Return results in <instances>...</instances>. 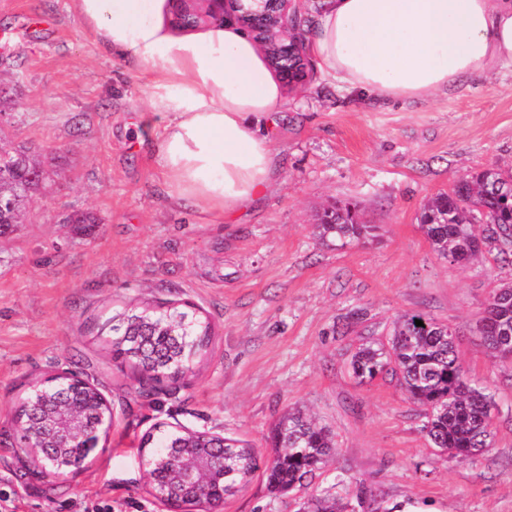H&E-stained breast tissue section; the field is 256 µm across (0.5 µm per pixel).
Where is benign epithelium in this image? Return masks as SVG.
<instances>
[{"mask_svg":"<svg viewBox=\"0 0 512 512\" xmlns=\"http://www.w3.org/2000/svg\"><path fill=\"white\" fill-rule=\"evenodd\" d=\"M235 17L254 21L258 45L271 69L290 85L306 80L307 60L300 11L296 0H227ZM163 338L187 352L185 319L160 320ZM134 345L138 355L146 342L121 334L112 339L115 349ZM186 373L181 355L155 366L153 374L179 379ZM14 429L28 455V472L35 475L78 473L94 462L100 435L114 421V408L99 384L69 369H58L29 385L14 409ZM174 432L187 441L163 453L144 457L145 474L152 494L168 512H221L224 506V448H194L192 440L204 435L224 440L219 433H201L185 427Z\"/></svg>","mask_w":512,"mask_h":512,"instance_id":"1","label":"benign epithelium"}]
</instances>
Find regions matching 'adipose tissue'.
<instances>
[{
	"label": "adipose tissue",
	"mask_w": 512,
	"mask_h": 512,
	"mask_svg": "<svg viewBox=\"0 0 512 512\" xmlns=\"http://www.w3.org/2000/svg\"><path fill=\"white\" fill-rule=\"evenodd\" d=\"M107 48L142 66L165 113L160 158L175 200L221 218L262 194L274 168L282 83L234 18L172 29L167 0H78ZM312 52L329 83L426 99L512 65V0H323Z\"/></svg>",
	"instance_id": "1"
}]
</instances>
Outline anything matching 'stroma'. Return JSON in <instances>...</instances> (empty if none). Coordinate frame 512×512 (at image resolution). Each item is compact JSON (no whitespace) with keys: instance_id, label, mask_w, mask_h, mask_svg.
Listing matches in <instances>:
<instances>
[{"instance_id":"stroma-1","label":"stroma","mask_w":512,"mask_h":512,"mask_svg":"<svg viewBox=\"0 0 512 512\" xmlns=\"http://www.w3.org/2000/svg\"><path fill=\"white\" fill-rule=\"evenodd\" d=\"M0 95L16 107L0 140L50 144L45 188L24 223L0 227V512H167L143 476L139 444L158 424L247 441L271 456V427L301 409L337 453L310 485L280 496L263 471L224 512H303L314 495L366 487L402 512H512V363L476 332L512 264L484 253L452 265L419 228L428 198L491 165L512 166V67L420 100L382 101L321 79L287 89L270 182L218 220L175 202L138 64L107 53L75 0H0ZM356 203L376 239L319 240L324 208ZM77 212L93 224H69ZM141 301L190 303L214 335L192 374L137 398L139 376L112 347V317ZM359 320H352V312ZM424 311L455 327L460 357L494 397L488 450L462 461L430 446L424 409L396 379L358 383L350 360L388 344L392 322ZM94 377L115 420L93 465L38 477L23 466L12 409L57 369Z\"/></svg>"}]
</instances>
